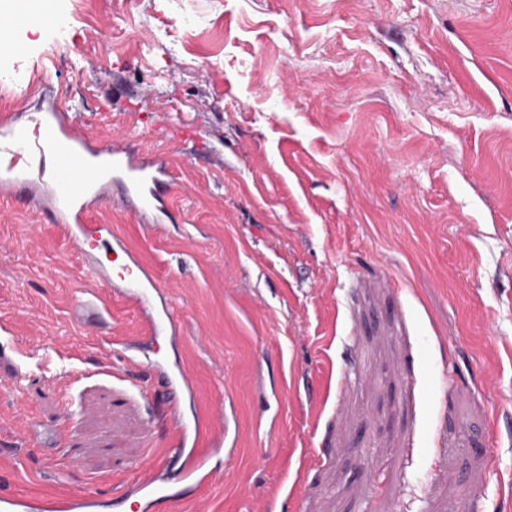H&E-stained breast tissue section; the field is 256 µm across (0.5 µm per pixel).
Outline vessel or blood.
<instances>
[{
	"mask_svg": "<svg viewBox=\"0 0 512 512\" xmlns=\"http://www.w3.org/2000/svg\"><path fill=\"white\" fill-rule=\"evenodd\" d=\"M82 156L95 158L97 171L73 167V160ZM173 173L171 158L144 145L138 135L124 136L107 148L96 147L73 121L70 109L54 99H46L39 116L31 119L20 113L0 114V194H24L33 208L49 214L73 242L81 240L91 197H112L150 232L174 223ZM98 233V245L121 259V293L139 306L147 335H179L181 321L174 308L165 300L157 305L152 302L153 293L161 289L153 272L111 225H99ZM72 302L88 322H103V312L87 289H76ZM196 438V432L183 431L169 454L181 461L183 479L200 482L209 473L206 457L194 448ZM104 505L95 493L46 499L0 494V512H97Z\"/></svg>",
	"mask_w": 512,
	"mask_h": 512,
	"instance_id": "1",
	"label": "vessel or blood"
}]
</instances>
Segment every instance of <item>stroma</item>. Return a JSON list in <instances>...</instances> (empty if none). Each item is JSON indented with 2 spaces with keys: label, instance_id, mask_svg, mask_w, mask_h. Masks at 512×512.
<instances>
[{
  "label": "stroma",
  "instance_id": "1",
  "mask_svg": "<svg viewBox=\"0 0 512 512\" xmlns=\"http://www.w3.org/2000/svg\"><path fill=\"white\" fill-rule=\"evenodd\" d=\"M14 24L0 113L47 86L103 146L172 156L178 221L114 224L180 309L141 363L57 225L0 196V491L147 512H512V0H59ZM201 426L211 476L168 457ZM223 434L213 450L211 438ZM89 292L87 289H76L73 295V307L81 315L88 320V322L96 324L104 321L103 311L98 305L87 297ZM154 483L155 480L153 479L147 480L137 477L133 482V485L135 486L134 491L131 493H124L120 497L113 499V506L124 505L129 501L131 496H136L140 501H147V503H150L152 501L151 498L156 495L160 489Z\"/></svg>",
  "mask_w": 512,
  "mask_h": 512
}]
</instances>
